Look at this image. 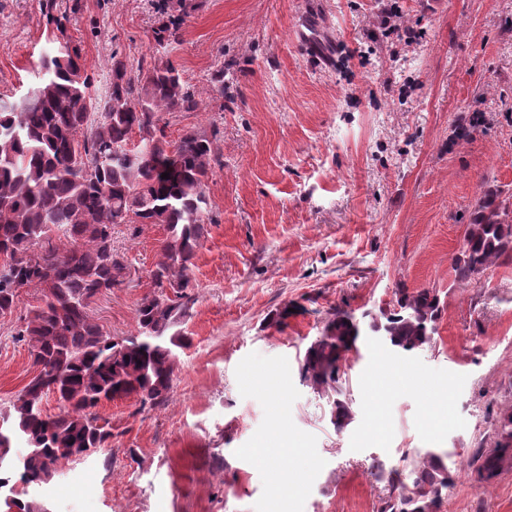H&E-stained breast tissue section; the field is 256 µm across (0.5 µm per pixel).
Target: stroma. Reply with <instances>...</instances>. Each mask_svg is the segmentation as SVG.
I'll use <instances>...</instances> for the list:
<instances>
[{
	"instance_id": "obj_1",
	"label": "stroma",
	"mask_w": 512,
	"mask_h": 512,
	"mask_svg": "<svg viewBox=\"0 0 512 512\" xmlns=\"http://www.w3.org/2000/svg\"><path fill=\"white\" fill-rule=\"evenodd\" d=\"M45 2L0 0L2 98L42 78L55 48ZM61 2L64 39L95 95L112 52L172 62L200 107L167 115V138L216 137L221 163L170 395L145 408L103 403L112 447L42 487L49 512H378L387 484L373 462L420 463L429 450L454 478L441 512H512V465L488 481L478 472L512 413V256L470 284L453 270L480 192L512 201V0H183L180 40L165 49L151 0ZM393 3L417 44L382 34ZM164 237L158 224L115 226L129 277L88 307L107 334L134 332ZM424 288L442 306L431 345L402 354L363 335L343 366L354 419L336 429L326 398L300 379L299 353L332 308L359 315ZM38 297L21 290L15 314L0 317V404L33 374L15 333ZM291 303L299 312L271 324ZM387 367L447 400L446 432L424 428L420 388L374 387ZM376 403L387 420L378 444L364 435ZM280 420L297 453L251 458L276 442ZM282 468L303 473L298 490H274Z\"/></svg>"
}]
</instances>
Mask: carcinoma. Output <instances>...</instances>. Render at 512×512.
<instances>
[{"label": "carcinoma", "instance_id": "1", "mask_svg": "<svg viewBox=\"0 0 512 512\" xmlns=\"http://www.w3.org/2000/svg\"><path fill=\"white\" fill-rule=\"evenodd\" d=\"M181 16L156 31L166 48L179 40ZM43 77L20 101L0 98V316L16 309L20 290L40 296L17 330L27 342L33 375L0 408V508L4 512H48L39 497L62 465L112 447V425L99 414L105 401L137 398L140 407L168 398L177 361L175 349L189 337L171 332L196 302L189 274L204 236L211 163H220L214 140L197 131L167 139L164 115L195 112L199 101L171 62L127 60L112 52L109 91L92 95L79 49L67 45L41 58ZM141 145L129 148L133 135ZM167 173L169 178L161 175ZM117 224H160L166 236L162 259L151 271L153 291L136 309V333L121 338L103 332L88 314L90 302L124 283L129 265L112 246ZM71 242L65 251L55 238ZM512 255V203L494 190L478 198L455 260L458 281L470 283L492 262ZM438 296L405 293L394 308L367 312L371 328L390 347L411 352L431 343L439 317ZM362 327L338 308L298 359L302 382L338 396L333 424L353 419L340 399L342 366L358 352ZM53 394L62 410L45 413ZM498 442L480 455V474H498L512 452V414L497 427ZM13 448L27 453L10 455ZM392 490L380 512H429L448 497L453 477L441 457L427 454L418 465L390 469ZM27 496L22 500L21 496Z\"/></svg>", "mask_w": 512, "mask_h": 512}]
</instances>
